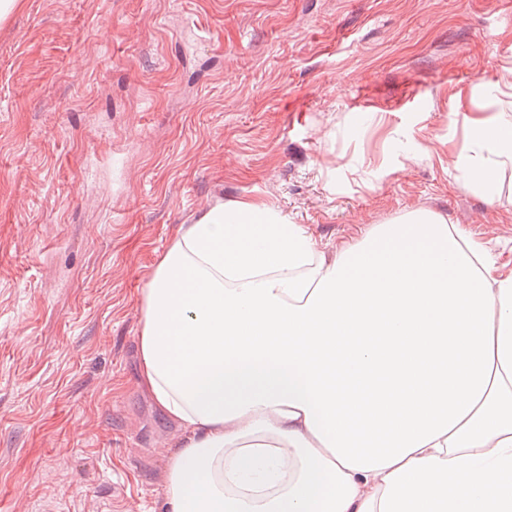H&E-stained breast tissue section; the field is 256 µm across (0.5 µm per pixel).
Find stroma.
<instances>
[{"mask_svg":"<svg viewBox=\"0 0 512 512\" xmlns=\"http://www.w3.org/2000/svg\"><path fill=\"white\" fill-rule=\"evenodd\" d=\"M508 70L512 0H22L0 24V512H159L176 430L138 385L134 297L208 204L264 200L331 248L425 208L512 265V207L448 162Z\"/></svg>","mask_w":512,"mask_h":512,"instance_id":"stroma-1","label":"stroma"}]
</instances>
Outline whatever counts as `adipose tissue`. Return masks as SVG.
<instances>
[{
	"instance_id": "obj_1",
	"label": "adipose tissue",
	"mask_w": 512,
	"mask_h": 512,
	"mask_svg": "<svg viewBox=\"0 0 512 512\" xmlns=\"http://www.w3.org/2000/svg\"><path fill=\"white\" fill-rule=\"evenodd\" d=\"M454 158L500 202L512 121ZM139 385L180 430L160 512H512V268L412 210L327 248L204 207L136 298Z\"/></svg>"
}]
</instances>
